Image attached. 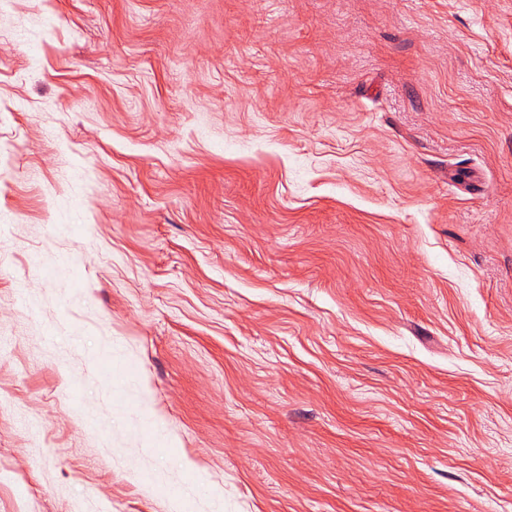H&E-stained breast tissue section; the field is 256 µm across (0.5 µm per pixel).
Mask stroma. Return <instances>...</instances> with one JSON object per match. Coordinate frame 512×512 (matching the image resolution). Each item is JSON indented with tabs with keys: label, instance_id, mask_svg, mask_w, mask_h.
<instances>
[{
	"label": "stroma",
	"instance_id": "stroma-1",
	"mask_svg": "<svg viewBox=\"0 0 512 512\" xmlns=\"http://www.w3.org/2000/svg\"><path fill=\"white\" fill-rule=\"evenodd\" d=\"M173 492L512 512V0H0V512Z\"/></svg>",
	"mask_w": 512,
	"mask_h": 512
}]
</instances>
